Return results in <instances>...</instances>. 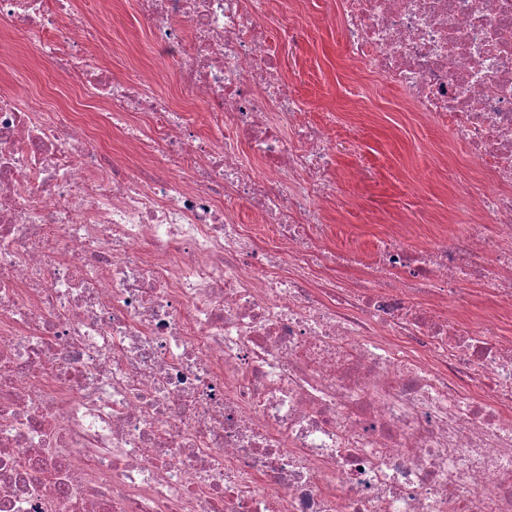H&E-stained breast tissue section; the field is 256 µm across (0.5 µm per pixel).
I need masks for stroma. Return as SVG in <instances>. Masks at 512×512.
<instances>
[{
	"mask_svg": "<svg viewBox=\"0 0 512 512\" xmlns=\"http://www.w3.org/2000/svg\"><path fill=\"white\" fill-rule=\"evenodd\" d=\"M264 31L304 104L306 118L328 124L339 172L334 196L323 204L336 250L373 251L378 238L423 245L448 223L446 211L476 167L444 169L440 154L461 147L451 136L423 123L402 105V93L345 56L342 26L326 16L325 0H267ZM112 39L107 66L122 69L138 59L146 32L134 16L133 0H114L99 16ZM0 83L22 93L42 94L49 65L34 48L0 37Z\"/></svg>",
	"mask_w": 512,
	"mask_h": 512,
	"instance_id": "stroma-1",
	"label": "stroma"
}]
</instances>
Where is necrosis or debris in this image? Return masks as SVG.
Here are the masks:
<instances>
[{"label": "necrosis or debris", "instance_id": "obj_1", "mask_svg": "<svg viewBox=\"0 0 512 512\" xmlns=\"http://www.w3.org/2000/svg\"><path fill=\"white\" fill-rule=\"evenodd\" d=\"M136 3L179 103L79 0H0L87 106L0 86V512H512V336L476 317L512 304V0H337L349 62L480 166L373 288L336 280L266 0ZM147 64H154L160 72V81L154 88L158 93H171L174 88L177 66L174 62L156 60L154 56L148 57Z\"/></svg>", "mask_w": 512, "mask_h": 512}]
</instances>
